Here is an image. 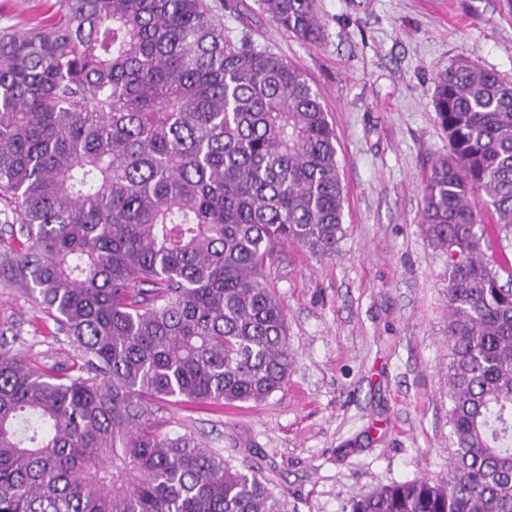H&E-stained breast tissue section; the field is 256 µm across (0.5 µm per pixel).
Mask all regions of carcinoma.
Masks as SVG:
<instances>
[{
    "label": "carcinoma",
    "instance_id": "obj_1",
    "mask_svg": "<svg viewBox=\"0 0 512 512\" xmlns=\"http://www.w3.org/2000/svg\"><path fill=\"white\" fill-rule=\"evenodd\" d=\"M56 4L0 35V194L24 238L12 275L83 358L0 354V512H280L258 470L154 414L287 384L266 266L343 236L328 114L299 68L224 41L206 0ZM262 5L322 38L313 0ZM433 84L447 151L420 224L448 258L450 470L350 512H512V81L461 55Z\"/></svg>",
    "mask_w": 512,
    "mask_h": 512
}]
</instances>
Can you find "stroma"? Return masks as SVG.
<instances>
[{"label": "stroma", "instance_id": "obj_1", "mask_svg": "<svg viewBox=\"0 0 512 512\" xmlns=\"http://www.w3.org/2000/svg\"><path fill=\"white\" fill-rule=\"evenodd\" d=\"M56 0H0V31L45 24ZM224 36L297 66L336 132L344 234L334 256L285 244L269 263L293 363L267 402L175 403L155 420L192 433L231 466L258 469L283 512H349L358 495L448 473L446 256L419 223L446 150L433 76L461 53L512 80L503 0H314L315 44L261 0H207ZM12 205L0 197V351L47 369L81 354L10 279Z\"/></svg>", "mask_w": 512, "mask_h": 512}]
</instances>
